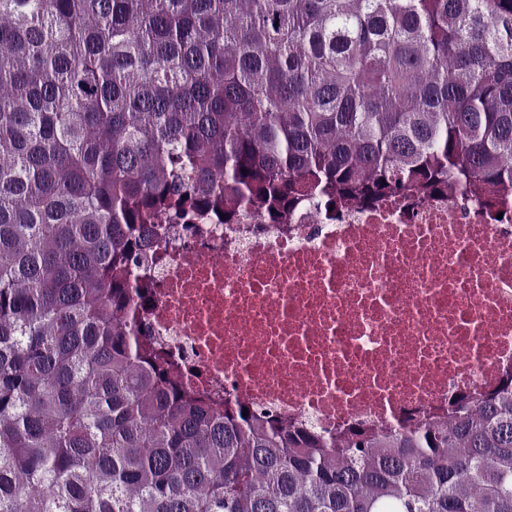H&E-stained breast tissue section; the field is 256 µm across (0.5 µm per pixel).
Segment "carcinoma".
I'll list each match as a JSON object with an SVG mask.
<instances>
[{"label":"carcinoma","instance_id":"cac0c4a2","mask_svg":"<svg viewBox=\"0 0 512 512\" xmlns=\"http://www.w3.org/2000/svg\"><path fill=\"white\" fill-rule=\"evenodd\" d=\"M512 192V0H0V512H512V378L336 438L179 387L151 221Z\"/></svg>","mask_w":512,"mask_h":512}]
</instances>
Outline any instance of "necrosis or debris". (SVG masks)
I'll return each mask as SVG.
<instances>
[{
	"instance_id": "obj_1",
	"label": "necrosis or debris",
	"mask_w": 512,
	"mask_h": 512,
	"mask_svg": "<svg viewBox=\"0 0 512 512\" xmlns=\"http://www.w3.org/2000/svg\"><path fill=\"white\" fill-rule=\"evenodd\" d=\"M126 314L177 382L326 436L512 376V200L405 191L271 222L165 219Z\"/></svg>"
}]
</instances>
